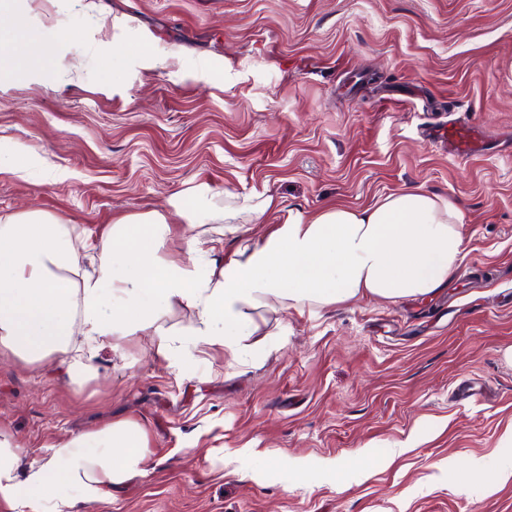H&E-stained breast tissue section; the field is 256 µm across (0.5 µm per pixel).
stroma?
Segmentation results:
<instances>
[{
    "instance_id": "stroma-1",
    "label": "stroma",
    "mask_w": 512,
    "mask_h": 512,
    "mask_svg": "<svg viewBox=\"0 0 512 512\" xmlns=\"http://www.w3.org/2000/svg\"><path fill=\"white\" fill-rule=\"evenodd\" d=\"M55 62L0 78V213L40 210L92 237L134 212L275 197L289 215L402 188L464 216L445 288L267 315L273 349L169 363L117 337L70 378L0 351V433L28 459L131 419L144 471L82 512H512V0H32ZM480 128L461 159L424 126Z\"/></svg>"
}]
</instances>
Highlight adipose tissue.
I'll use <instances>...</instances> for the list:
<instances>
[{
  "instance_id": "ef3b65f1",
  "label": "adipose tissue",
  "mask_w": 512,
  "mask_h": 512,
  "mask_svg": "<svg viewBox=\"0 0 512 512\" xmlns=\"http://www.w3.org/2000/svg\"><path fill=\"white\" fill-rule=\"evenodd\" d=\"M28 10L26 0H0V30L16 38L14 53L0 57V74L35 70L55 53L28 52ZM193 195L174 199L170 216L127 214L97 240L41 211L0 214V349L29 364L58 362L79 377L91 376L90 359L116 336L148 338L170 362L201 348L257 356L271 346L264 309L424 297L447 286L466 249L453 202L404 188L366 208L331 204L289 217L224 265L197 235L183 237L182 257L164 258L180 224H260L278 205L267 195L240 201L228 193L219 208L208 205L206 189ZM86 255L93 263L83 271ZM178 306L192 313L180 328L166 322ZM76 336L89 346L87 360L70 356ZM147 446L139 424L119 421L53 443L27 464L25 449L0 434V498L25 512H77L142 473Z\"/></svg>"
}]
</instances>
